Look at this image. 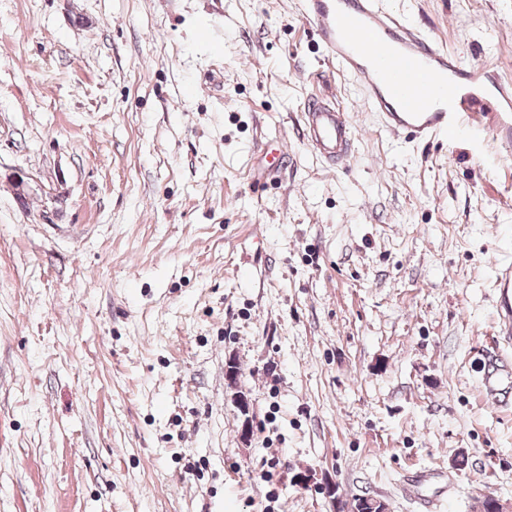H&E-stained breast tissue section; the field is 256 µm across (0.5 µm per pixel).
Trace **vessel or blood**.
Listing matches in <instances>:
<instances>
[{"label": "vessel or blood", "mask_w": 512, "mask_h": 512, "mask_svg": "<svg viewBox=\"0 0 512 512\" xmlns=\"http://www.w3.org/2000/svg\"><path fill=\"white\" fill-rule=\"evenodd\" d=\"M331 61L362 88L384 129L431 141L480 137L512 156V84L496 81L493 97H483L486 68L461 70L454 55L386 10L380 0H300ZM306 147L331 166L346 162L355 139L347 113L329 100L308 97L302 110ZM503 320L512 319V255L498 261ZM482 388L494 405L512 404V361L490 354Z\"/></svg>", "instance_id": "1"}]
</instances>
